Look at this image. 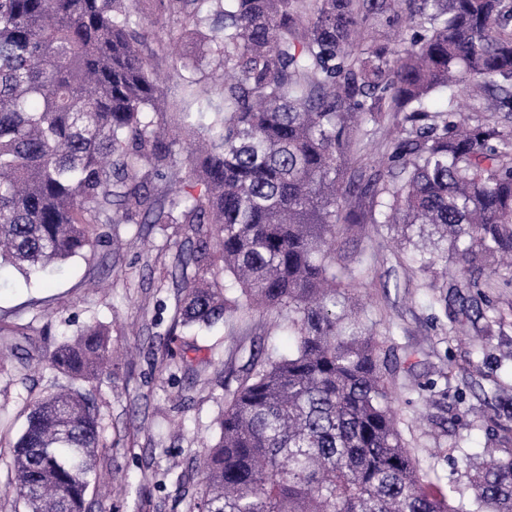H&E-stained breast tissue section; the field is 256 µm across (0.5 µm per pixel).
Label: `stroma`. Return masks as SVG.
Wrapping results in <instances>:
<instances>
[{"label": "stroma", "mask_w": 512, "mask_h": 512, "mask_svg": "<svg viewBox=\"0 0 512 512\" xmlns=\"http://www.w3.org/2000/svg\"><path fill=\"white\" fill-rule=\"evenodd\" d=\"M161 20L143 51L167 112L157 120L176 139L177 112L191 105L200 122L221 100L201 77L213 67L206 45L185 31L162 0H147ZM192 63L174 76L172 56ZM403 118L386 113L369 124L346 156L347 176L386 172L387 145ZM344 210L361 218L339 225L336 271L374 333L402 439L432 493L472 507L469 475L484 454L512 456V264L474 274L466 294L476 311L462 315L446 301L437 270L419 269L417 249H432L431 231L408 243L400 227L373 222L369 195L345 193ZM94 250L37 278L0 270V319L21 317L31 330L23 349L41 351L99 321L110 331L112 375L93 384L103 427L87 499L92 512H189L199 488L196 460L216 441L226 395L242 382L251 352H288L293 328L283 309L240 308L201 336L171 339L182 291L175 273L191 247L184 224H113ZM62 375L21 352L0 355V512H22L9 494L6 467L27 404L63 385Z\"/></svg>", "instance_id": "35a3bbf8"}]
</instances>
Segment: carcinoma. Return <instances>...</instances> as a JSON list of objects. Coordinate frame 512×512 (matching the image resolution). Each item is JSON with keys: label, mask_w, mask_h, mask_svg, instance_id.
Masks as SVG:
<instances>
[{"label": "carcinoma", "mask_w": 512, "mask_h": 512, "mask_svg": "<svg viewBox=\"0 0 512 512\" xmlns=\"http://www.w3.org/2000/svg\"><path fill=\"white\" fill-rule=\"evenodd\" d=\"M145 0H0V264L36 271L94 248L98 224H189L181 326L288 309L292 350L251 355L198 458L193 512H464L426 491L405 447L374 337L336 282L344 158L368 121L402 112L392 184L369 181L383 224H431L512 252V0H405L415 31L391 47L395 0H167L218 58L222 105L155 124L163 96L142 53ZM487 118L454 108V88ZM436 92L446 106L429 109ZM224 264L241 298L206 275ZM448 267V246L420 267ZM193 275H187V268ZM30 324L0 327L16 349ZM67 384L36 398L9 462L26 512H88L101 446L91 390L112 367L99 322L41 353ZM474 512H512V457L470 474Z\"/></svg>", "instance_id": "1"}]
</instances>
